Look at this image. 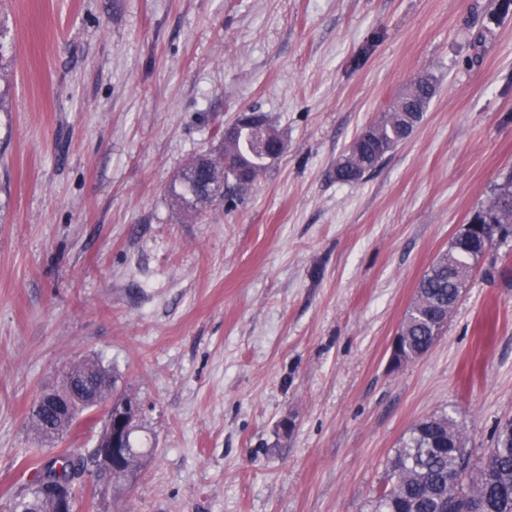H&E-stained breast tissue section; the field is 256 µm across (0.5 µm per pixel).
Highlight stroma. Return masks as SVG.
<instances>
[{
  "label": "stroma",
  "mask_w": 512,
  "mask_h": 512,
  "mask_svg": "<svg viewBox=\"0 0 512 512\" xmlns=\"http://www.w3.org/2000/svg\"><path fill=\"white\" fill-rule=\"evenodd\" d=\"M421 75V123L356 183L338 159ZM285 149L234 207L166 188L240 113ZM512 171V0H0V512L88 453L32 404L98 359L147 454L88 463L74 512H371L419 421L482 456L512 420V237L432 349L390 344Z\"/></svg>",
  "instance_id": "stroma-1"
}]
</instances>
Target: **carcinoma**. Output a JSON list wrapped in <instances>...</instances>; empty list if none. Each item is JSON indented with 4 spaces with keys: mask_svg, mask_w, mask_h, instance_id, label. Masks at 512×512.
<instances>
[{
    "mask_svg": "<svg viewBox=\"0 0 512 512\" xmlns=\"http://www.w3.org/2000/svg\"><path fill=\"white\" fill-rule=\"evenodd\" d=\"M435 84L429 78L415 81L409 91L390 105L371 125L361 129L336 165V179L357 182L375 170L383 158L408 138L420 123ZM277 134L269 122L257 128L241 125L224 138L222 155L202 154L192 159L171 183L168 194L185 213H202L220 197H233L250 187L240 174L265 172L270 161L262 140ZM472 224L481 225L482 237L459 239L430 266L418 285L416 298L400 327L406 354L421 353L435 342L429 305L457 300L467 287L470 273L482 258L484 240L512 234V174L499 185L488 204L476 212ZM112 387L109 371L96 360H86L69 373L62 390L50 393L72 401L70 414L61 416L38 399L30 412L32 428L44 438L69 429L85 410L104 403ZM126 434L129 452L123 457L130 479L144 452ZM83 458L65 454L43 465L36 478L53 474L62 491L75 496L69 469ZM14 512H57V498L33 485ZM373 512H512V421L498 430L495 446L479 462L467 450L464 428L447 414L426 418L401 441L389 462L386 482L373 501Z\"/></svg>",
    "mask_w": 512,
    "mask_h": 512,
    "instance_id": "cac0c4a2",
    "label": "carcinoma"
}]
</instances>
